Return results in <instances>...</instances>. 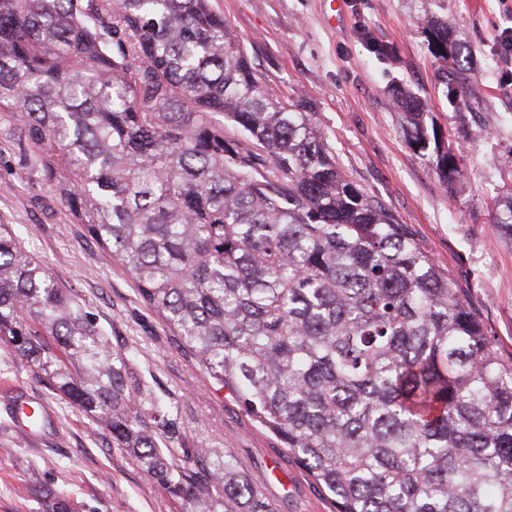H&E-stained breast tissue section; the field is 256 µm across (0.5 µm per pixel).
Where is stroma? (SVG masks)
Returning a JSON list of instances; mask_svg holds the SVG:
<instances>
[{"mask_svg": "<svg viewBox=\"0 0 512 512\" xmlns=\"http://www.w3.org/2000/svg\"><path fill=\"white\" fill-rule=\"evenodd\" d=\"M239 35L266 91L311 102L346 176L413 225L432 258L456 279L501 358L512 362V242L492 220V203L512 184V0H450L448 24L473 53L466 112L449 106L438 60L418 32V0H212ZM392 44L370 53L364 31ZM424 101L441 137L460 148L463 186L455 193L410 148L393 85ZM0 223L71 293L133 372L170 410V446L230 456L262 477L273 512H333L329 494L269 431L220 389L161 316L139 298L130 275L72 223L67 208L20 165L12 136L0 130ZM25 389L52 407L59 440L39 448L17 435L0 409V512H40V484L67 495L76 512H184L97 421L71 407L0 343V405Z\"/></svg>", "mask_w": 512, "mask_h": 512, "instance_id": "35a3bbf8", "label": "stroma"}]
</instances>
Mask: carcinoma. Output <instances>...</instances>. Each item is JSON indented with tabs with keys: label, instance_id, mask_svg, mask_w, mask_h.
Instances as JSON below:
<instances>
[{
	"label": "carcinoma",
	"instance_id": "cac0c4a2",
	"mask_svg": "<svg viewBox=\"0 0 512 512\" xmlns=\"http://www.w3.org/2000/svg\"><path fill=\"white\" fill-rule=\"evenodd\" d=\"M448 70L472 50L420 0ZM367 48L394 49L372 33ZM451 190L456 141L393 90ZM179 347L274 434L335 512H512V364L410 224L348 179L300 97L261 84L210 0H0V126ZM512 239V187L493 203ZM0 341L189 512H273L258 478L166 442L176 422L0 224ZM42 512H74L34 486Z\"/></svg>",
	"mask_w": 512,
	"mask_h": 512
}]
</instances>
